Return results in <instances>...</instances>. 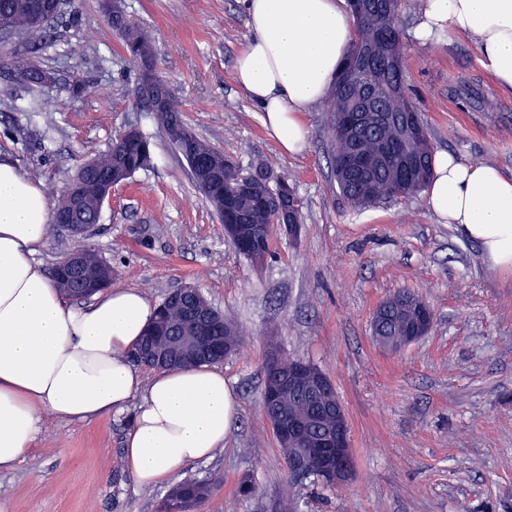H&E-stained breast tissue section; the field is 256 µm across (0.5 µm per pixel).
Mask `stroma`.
Wrapping results in <instances>:
<instances>
[{"instance_id": "1", "label": "stroma", "mask_w": 512, "mask_h": 512, "mask_svg": "<svg viewBox=\"0 0 512 512\" xmlns=\"http://www.w3.org/2000/svg\"><path fill=\"white\" fill-rule=\"evenodd\" d=\"M148 30L154 67L186 124L241 168L262 158L304 202L297 239L278 235L275 256L253 269L194 186L183 158L134 98L137 65L124 53L100 0H68L47 46L0 44V158L36 175L56 201L78 166L135 126L153 144V165L116 186L88 246L110 260L118 287L160 303L198 288L244 330L221 365L237 399L227 441L178 477L218 479L199 512H512V277L417 195L362 210L340 195L317 103L304 114L308 145L284 153L239 88L233 67L249 31L243 0H123ZM24 51L55 74L38 90L57 110L47 144L39 113L15 84L11 57ZM80 76L86 90L68 96ZM407 92L435 150L512 176V97L502 94L463 36L408 38ZM30 136L17 140L14 127ZM410 291L433 310L430 332L390 352L371 335L388 296ZM315 363L347 413L355 462L336 492L287 486V464L262 410L268 339ZM132 410L69 422L45 417L13 468L0 472V512H155L168 485L140 487L123 463ZM256 487L248 498L242 477Z\"/></svg>"}]
</instances>
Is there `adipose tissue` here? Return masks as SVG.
Here are the masks:
<instances>
[{
	"instance_id": "adipose-tissue-1",
	"label": "adipose tissue",
	"mask_w": 512,
	"mask_h": 512,
	"mask_svg": "<svg viewBox=\"0 0 512 512\" xmlns=\"http://www.w3.org/2000/svg\"><path fill=\"white\" fill-rule=\"evenodd\" d=\"M250 36L233 77L286 153L305 150V112L333 85L353 38L345 0H245ZM468 37L498 87L512 94V0H423L417 39ZM428 208L512 275V176L448 152L434 156ZM48 191L0 160V470L29 448L44 414L84 421L140 398L124 443L139 485L169 480L223 447L236 396L211 366L143 378L129 353L156 308L116 287L86 307L55 288L36 254L51 231Z\"/></svg>"
}]
</instances>
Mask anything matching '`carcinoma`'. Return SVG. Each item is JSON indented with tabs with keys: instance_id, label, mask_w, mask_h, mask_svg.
Returning <instances> with one entry per match:
<instances>
[{
	"instance_id": "cac0c4a2",
	"label": "carcinoma",
	"mask_w": 512,
	"mask_h": 512,
	"mask_svg": "<svg viewBox=\"0 0 512 512\" xmlns=\"http://www.w3.org/2000/svg\"><path fill=\"white\" fill-rule=\"evenodd\" d=\"M348 3L354 39L336 84L325 99L328 112L326 136L337 189L352 206L366 207L413 197L427 188L433 176L434 146L416 106L404 91L405 34L399 16V0H348ZM60 15L61 10L54 9L51 0H0V31L4 29L7 37L20 38L28 45L41 46L45 44L47 27ZM108 20L119 35L124 52L133 61L139 64L153 61L154 45L147 30L131 23L123 14L110 15ZM12 67L22 77L21 86L30 93L51 80L47 70L22 53L13 57ZM358 86L374 96L378 111L387 113L390 121L369 127L358 142L352 143L341 135L340 129L341 122L354 111L355 88ZM142 111L152 115L188 168L219 151L187 127L174 100L160 106L144 100ZM385 143L397 144L402 154L413 160L417 168L413 180L405 181L400 176L398 155L376 167L365 180L343 173L342 163L349 154L372 155ZM152 159L151 142L143 133L134 136L118 134L106 150L98 153L67 181L58 194L54 211L69 208L75 196L79 200V222L94 227L101 219L103 201L109 189L150 168ZM224 164L230 170L228 177L195 182L219 220L226 219L225 206L231 202L244 214L243 237L251 234L252 226L276 225L284 216L297 224L302 223L303 203L287 181L269 186L254 179L252 191L248 193L244 191L245 175L239 164L229 157L224 158ZM81 253L86 268L104 280L106 287H111L115 275L112 262L86 246ZM424 304L423 299L405 291L386 299L378 307V310L386 311V319L375 342L404 335L409 325L419 318L420 307ZM167 319L172 330L161 342L163 347L177 343L185 335L181 308H168ZM213 336L233 353L240 345L243 330L226 319L215 328ZM280 411L292 417L305 416L308 406L300 395L286 394L281 399ZM214 488L215 483L208 480L185 479L159 501L158 512L180 508L187 497L198 507L212 495Z\"/></svg>"
}]
</instances>
